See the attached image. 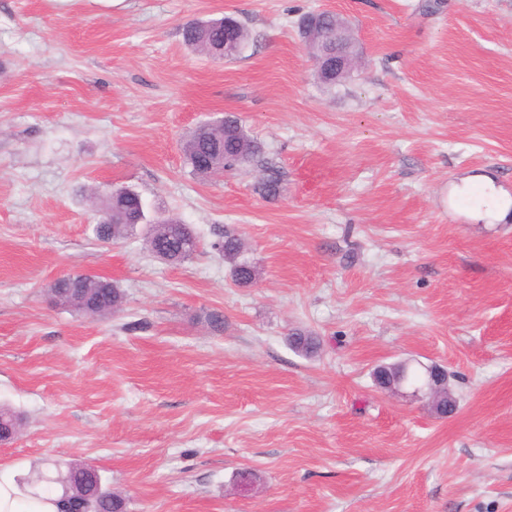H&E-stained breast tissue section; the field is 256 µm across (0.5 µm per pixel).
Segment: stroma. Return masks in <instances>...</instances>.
I'll return each instance as SVG.
<instances>
[{
	"label": "stroma",
	"mask_w": 512,
	"mask_h": 512,
	"mask_svg": "<svg viewBox=\"0 0 512 512\" xmlns=\"http://www.w3.org/2000/svg\"><path fill=\"white\" fill-rule=\"evenodd\" d=\"M319 10L357 44L333 85L298 31ZM229 13L237 58L185 46V22ZM222 113L277 199L258 165L191 175L182 143ZM483 174L512 194V0H0V407L22 419L0 466L92 464L128 512H512V217L474 221L480 185L452 195ZM99 185L197 251L99 241ZM227 228L252 287L210 247ZM71 272L121 310L54 306ZM407 359L447 370L454 415L375 384ZM150 224H169L157 235H150L148 242L146 241L149 251L155 256L163 252L168 255L169 263H180L196 251L197 239L190 226L180 219L161 216ZM288 345L299 355L311 357L320 349V340L312 332L295 329L288 334Z\"/></svg>",
	"instance_id": "obj_1"
}]
</instances>
